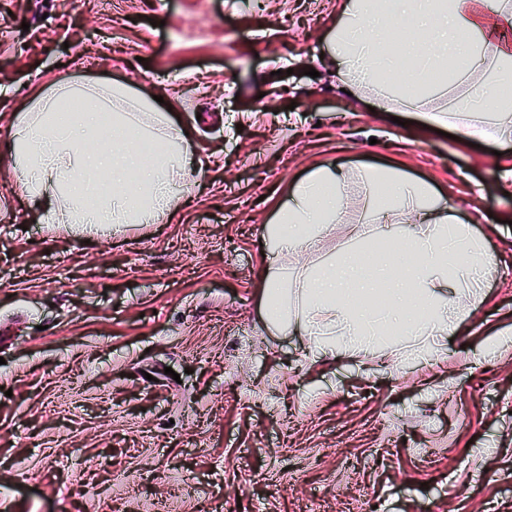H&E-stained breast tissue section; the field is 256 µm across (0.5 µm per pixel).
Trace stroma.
<instances>
[{
  "label": "stroma",
  "mask_w": 512,
  "mask_h": 512,
  "mask_svg": "<svg viewBox=\"0 0 512 512\" xmlns=\"http://www.w3.org/2000/svg\"><path fill=\"white\" fill-rule=\"evenodd\" d=\"M348 0H0V512H512V142L342 92ZM315 76H308V69ZM163 97L188 177L149 224H47L14 114L60 84ZM432 184L494 266L441 352L323 355L267 324V229L308 170ZM317 244L396 260L406 227Z\"/></svg>",
  "instance_id": "35a3bbf8"
}]
</instances>
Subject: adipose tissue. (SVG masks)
<instances>
[{
  "mask_svg": "<svg viewBox=\"0 0 512 512\" xmlns=\"http://www.w3.org/2000/svg\"><path fill=\"white\" fill-rule=\"evenodd\" d=\"M512 27V0H350L331 38L332 57L347 88H371L379 108L411 112L423 124L450 126L463 139L512 141V98L501 94L512 73V42L488 35V28ZM481 49L472 52V38ZM416 64L402 70L400 59ZM86 108L72 116L58 112L52 96L16 112L13 154L22 173L21 195H51L53 224H137L169 210L186 169V137L162 104L107 84L76 89ZM106 138L99 150L84 151V138ZM150 139L152 165L138 160V145ZM107 179L112 191L97 189ZM384 181L388 205L361 194L358 180ZM361 213L358 236L381 234L393 217H405L412 247L408 279L412 291L387 289L402 315L398 328L425 336L440 349L462 300L483 286L481 273L494 262L484 240L458 224L453 209L421 181L392 170L366 168L339 173L316 167L296 182L275 217L269 242L275 255L307 254L314 238L331 229L339 214ZM462 297L446 302L449 280ZM373 282L360 257L346 254L322 264L317 275L289 278L285 269L265 277L262 299L270 323L308 333L320 351L339 336L352 349L377 341L386 322L358 313L353 300Z\"/></svg>",
  "mask_w": 512,
  "mask_h": 512,
  "instance_id": "obj_1",
  "label": "adipose tissue"
}]
</instances>
